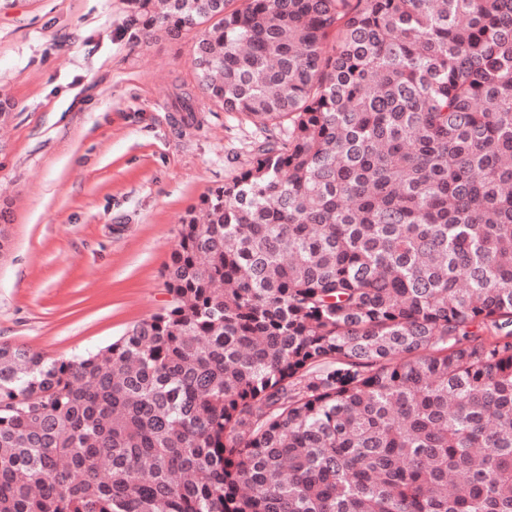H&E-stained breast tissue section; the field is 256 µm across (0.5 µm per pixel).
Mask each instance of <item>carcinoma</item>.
Instances as JSON below:
<instances>
[{
	"mask_svg": "<svg viewBox=\"0 0 512 512\" xmlns=\"http://www.w3.org/2000/svg\"><path fill=\"white\" fill-rule=\"evenodd\" d=\"M264 139L106 348L0 345V512H512V0H127Z\"/></svg>",
	"mask_w": 512,
	"mask_h": 512,
	"instance_id": "cac0c4a2",
	"label": "carcinoma"
}]
</instances>
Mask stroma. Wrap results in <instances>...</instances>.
Here are the masks:
<instances>
[{
	"label": "stroma",
	"mask_w": 512,
	"mask_h": 512,
	"mask_svg": "<svg viewBox=\"0 0 512 512\" xmlns=\"http://www.w3.org/2000/svg\"><path fill=\"white\" fill-rule=\"evenodd\" d=\"M191 54L133 39L125 0H0V343L82 355L166 305L182 218L260 136L195 91Z\"/></svg>",
	"instance_id": "obj_1"
}]
</instances>
